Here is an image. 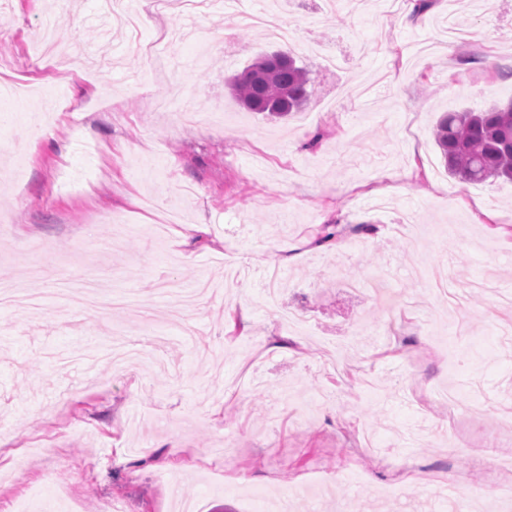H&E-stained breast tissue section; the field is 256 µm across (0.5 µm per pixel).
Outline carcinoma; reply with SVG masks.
<instances>
[{
    "label": "carcinoma",
    "mask_w": 512,
    "mask_h": 512,
    "mask_svg": "<svg viewBox=\"0 0 512 512\" xmlns=\"http://www.w3.org/2000/svg\"><path fill=\"white\" fill-rule=\"evenodd\" d=\"M307 70L280 65L275 54L256 58L231 83L237 98L253 112L287 115L308 101ZM448 172L464 183L512 181V103L479 111L448 112L434 130Z\"/></svg>",
    "instance_id": "cac0c4a2"
}]
</instances>
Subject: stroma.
<instances>
[{
  "mask_svg": "<svg viewBox=\"0 0 512 512\" xmlns=\"http://www.w3.org/2000/svg\"><path fill=\"white\" fill-rule=\"evenodd\" d=\"M127 5L142 18L134 41L95 0H0L8 74L57 80L31 59L47 20L81 61L55 139L21 112L0 125V280L44 300L33 316L0 304V512H170L182 498L253 512L282 496L292 512H491L492 457L512 453L497 420L512 404V312L493 303L512 294V182L461 183L433 127L512 99V0H436L418 15L276 0L311 78L282 120L226 86L281 47L236 24L261 0L191 17ZM450 17L469 41L448 40ZM229 29L231 47L198 57L200 38ZM172 30L168 77L138 45ZM169 98L224 110L209 127L175 123L153 109ZM163 277L217 294L177 310L156 293ZM403 316L456 361L407 374L414 346L386 331ZM149 326L165 345L114 371L113 345ZM450 385L485 420L453 453L445 408L414 393ZM221 447L244 479L214 468ZM450 469L460 482L436 495Z\"/></svg>",
  "mask_w": 512,
  "mask_h": 512,
  "instance_id": "stroma-1",
  "label": "stroma"
}]
</instances>
